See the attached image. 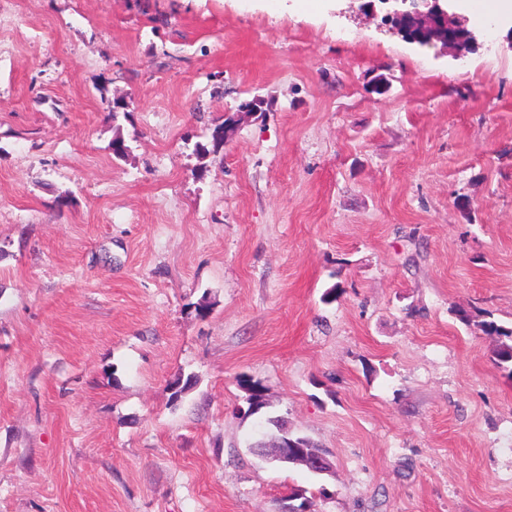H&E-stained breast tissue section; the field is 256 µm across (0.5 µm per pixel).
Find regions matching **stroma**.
Instances as JSON below:
<instances>
[{
    "label": "stroma",
    "mask_w": 512,
    "mask_h": 512,
    "mask_svg": "<svg viewBox=\"0 0 512 512\" xmlns=\"http://www.w3.org/2000/svg\"><path fill=\"white\" fill-rule=\"evenodd\" d=\"M362 2L0 0V512H512V19ZM454 0H370L362 7L374 11L375 2L385 5L387 13L385 18L394 24L396 30L410 44L420 47L433 45L440 42L446 49L458 53L457 58L463 56L471 45L477 43L474 32L465 28L457 13L449 12L451 2ZM407 19H412L415 27L429 34V39L423 41L406 34L404 24ZM481 331L488 336H496L497 348L495 350L496 364L501 365L512 363V328L498 325L493 320L478 322ZM275 443L276 451L274 454H272V459L276 461H288V459H292L296 462L303 463L310 471L314 473L330 472L331 467H327V463L324 461L323 457L313 455L309 448H297L294 446L293 442L289 441L286 437L275 440ZM288 443H290L293 447L289 448Z\"/></svg>",
    "instance_id": "35a3bbf8"
}]
</instances>
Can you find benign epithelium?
Instances as JSON below:
<instances>
[{"instance_id": "benign-epithelium-1", "label": "benign epithelium", "mask_w": 512, "mask_h": 512, "mask_svg": "<svg viewBox=\"0 0 512 512\" xmlns=\"http://www.w3.org/2000/svg\"><path fill=\"white\" fill-rule=\"evenodd\" d=\"M451 2L453 0H368L363 7L373 11L376 4L384 5L387 10L385 18L394 24L396 30L410 44L425 47L439 42L444 48L460 54L477 43V36L461 24L457 13L449 12ZM409 19L422 32L429 34L428 40L423 41L406 34L404 24ZM288 443L286 437L277 440L272 459H292L303 463L314 473L330 472L323 457L313 455L308 448H290Z\"/></svg>"}]
</instances>
